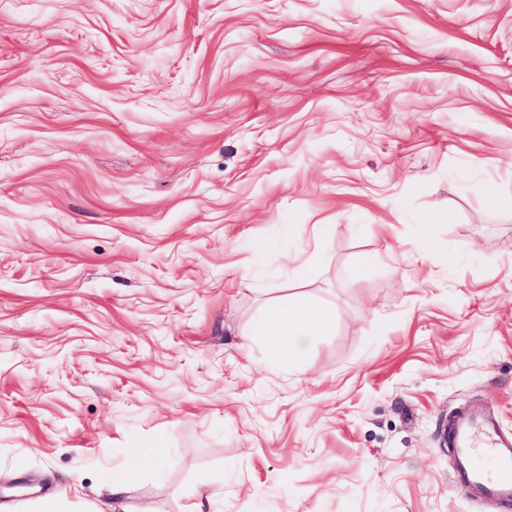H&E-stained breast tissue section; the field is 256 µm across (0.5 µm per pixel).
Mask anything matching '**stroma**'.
<instances>
[{"label": "stroma", "mask_w": 512, "mask_h": 512, "mask_svg": "<svg viewBox=\"0 0 512 512\" xmlns=\"http://www.w3.org/2000/svg\"><path fill=\"white\" fill-rule=\"evenodd\" d=\"M472 405L512 436V0H0V503L498 512ZM334 319L335 312L330 307L297 300L276 317L255 324L251 335L273 336L282 360L297 363L313 338L328 331ZM448 445L457 452L462 491L511 509L512 439L478 414L458 413L448 426Z\"/></svg>", "instance_id": "1"}]
</instances>
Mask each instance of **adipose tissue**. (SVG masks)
Wrapping results in <instances>:
<instances>
[{
    "mask_svg": "<svg viewBox=\"0 0 512 512\" xmlns=\"http://www.w3.org/2000/svg\"><path fill=\"white\" fill-rule=\"evenodd\" d=\"M335 319L334 311L327 306H318L304 300L273 318L264 319L251 330L255 336H271L282 360L298 362L314 337L328 331Z\"/></svg>",
    "mask_w": 512,
    "mask_h": 512,
    "instance_id": "obj_1",
    "label": "adipose tissue"
}]
</instances>
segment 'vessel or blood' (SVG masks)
Listing matches in <instances>:
<instances>
[{
    "mask_svg": "<svg viewBox=\"0 0 512 512\" xmlns=\"http://www.w3.org/2000/svg\"><path fill=\"white\" fill-rule=\"evenodd\" d=\"M448 444L457 452L462 491L512 512V439L480 415L460 413L448 426Z\"/></svg>",
    "mask_w": 512,
    "mask_h": 512,
    "instance_id": "1",
    "label": "vessel or blood"
}]
</instances>
